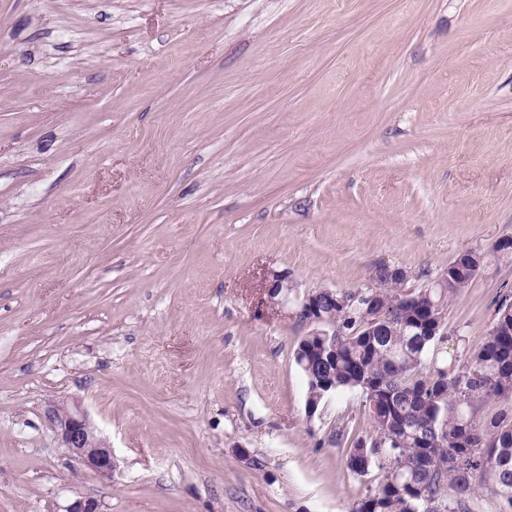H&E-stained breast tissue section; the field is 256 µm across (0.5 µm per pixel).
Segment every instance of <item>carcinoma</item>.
Instances as JSON below:
<instances>
[{"label": "carcinoma", "mask_w": 512, "mask_h": 512, "mask_svg": "<svg viewBox=\"0 0 512 512\" xmlns=\"http://www.w3.org/2000/svg\"><path fill=\"white\" fill-rule=\"evenodd\" d=\"M484 262L478 249L458 252L448 262V287L418 289L419 308L396 300L408 283L381 269L373 287L338 289L340 303L323 306L336 335L297 344L306 407L349 390L369 412V434L350 441L346 426L333 431L336 445L350 441L347 470L364 477L375 466L387 469L349 512H472L479 481L512 510V413L481 415L488 401L512 396V304L497 306L485 339L461 355L445 332L450 301ZM371 303L386 311L373 332L365 326ZM432 314L439 325L428 334L421 323Z\"/></svg>", "instance_id": "cac0c4a2"}]
</instances>
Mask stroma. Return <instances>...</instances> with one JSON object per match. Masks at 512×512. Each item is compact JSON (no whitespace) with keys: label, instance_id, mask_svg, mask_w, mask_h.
<instances>
[{"label":"stroma","instance_id":"35a3bbf8","mask_svg":"<svg viewBox=\"0 0 512 512\" xmlns=\"http://www.w3.org/2000/svg\"><path fill=\"white\" fill-rule=\"evenodd\" d=\"M512 0H0V512H348L306 412L309 328L270 304L429 276L489 331L512 264ZM80 403L111 476L48 416Z\"/></svg>","mask_w":512,"mask_h":512}]
</instances>
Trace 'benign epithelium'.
I'll return each mask as SVG.
<instances>
[{"label":"benign epithelium","instance_id":"obj_1","mask_svg":"<svg viewBox=\"0 0 512 512\" xmlns=\"http://www.w3.org/2000/svg\"><path fill=\"white\" fill-rule=\"evenodd\" d=\"M291 287L288 276L275 274L268 285V301L273 303L281 292ZM296 317L311 326V336H334L336 328L324 321L317 312L314 296L308 294L299 302ZM50 419L59 430L63 447L81 459L95 472L110 476L115 468L112 447L98 435L86 412L80 405H59L49 412Z\"/></svg>","mask_w":512,"mask_h":512}]
</instances>
